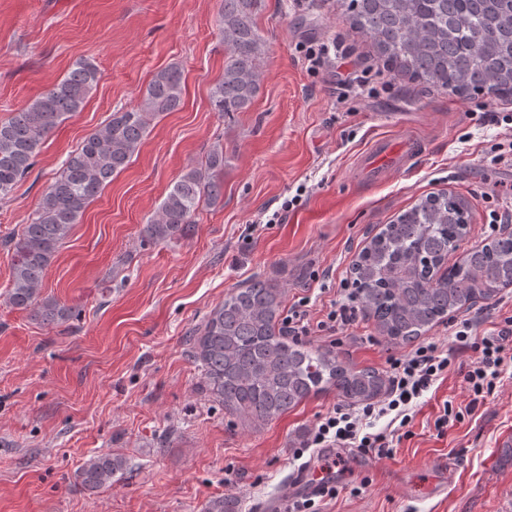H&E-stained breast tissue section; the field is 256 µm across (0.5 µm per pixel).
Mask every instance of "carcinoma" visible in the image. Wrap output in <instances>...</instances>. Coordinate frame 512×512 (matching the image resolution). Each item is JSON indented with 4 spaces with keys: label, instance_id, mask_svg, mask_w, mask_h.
<instances>
[{
    "label": "carcinoma",
    "instance_id": "1",
    "mask_svg": "<svg viewBox=\"0 0 512 512\" xmlns=\"http://www.w3.org/2000/svg\"><path fill=\"white\" fill-rule=\"evenodd\" d=\"M350 28L370 40L375 56L398 75L427 89L460 98L512 96V0H336ZM261 0H221L227 51L224 74L210 92L221 116L245 112L261 86L264 42L255 16ZM102 78L98 66L79 59L68 75L0 121V196L31 171L43 140L62 120L82 110ZM182 75L156 73L137 110L112 113L87 136L46 186L30 223L4 243L11 253L9 304L44 323L65 322L71 308L41 295L45 272L85 206L139 151L149 118L176 110ZM224 200V146L176 181L143 226L145 239L168 243L186 237L198 212ZM470 204L454 192L429 193L383 225L361 249L351 274L362 308L379 336L412 344L476 301H492L512 288V235L464 251ZM460 252L453 264L448 256ZM284 289L262 276L234 289L190 332L201 387L224 412L256 430L318 393L334 391L348 404L385 393L387 378L340 355L290 338L283 329ZM127 468L119 455L86 460L85 489L116 480ZM203 512H240L234 497L211 500Z\"/></svg>",
    "mask_w": 512,
    "mask_h": 512
}]
</instances>
